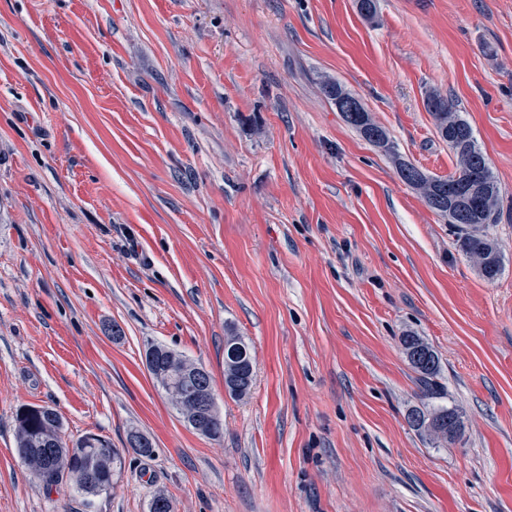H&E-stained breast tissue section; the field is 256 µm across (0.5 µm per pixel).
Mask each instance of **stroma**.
<instances>
[{
	"label": "stroma",
	"instance_id": "obj_1",
	"mask_svg": "<svg viewBox=\"0 0 512 512\" xmlns=\"http://www.w3.org/2000/svg\"><path fill=\"white\" fill-rule=\"evenodd\" d=\"M325 79L428 176L456 157L427 94L468 121L500 190L495 281ZM407 333L455 441L408 422ZM153 345L208 371L221 437L186 426ZM23 405L122 449L115 489L46 491L16 452ZM159 491L175 512H512V0L370 20L355 0H0V512H149ZM401 346L404 355L411 366L420 375V382L428 393L431 391L432 379L439 372V359L433 349L420 337L408 333L401 337ZM253 358L249 345L240 337L231 334L224 340V384L231 389L230 395L244 398L251 391Z\"/></svg>",
	"mask_w": 512,
	"mask_h": 512
}]
</instances>
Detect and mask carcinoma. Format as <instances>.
<instances>
[{"label": "carcinoma", "mask_w": 512, "mask_h": 512, "mask_svg": "<svg viewBox=\"0 0 512 512\" xmlns=\"http://www.w3.org/2000/svg\"><path fill=\"white\" fill-rule=\"evenodd\" d=\"M322 91L339 104L352 94L334 80L322 82ZM426 107L432 115L439 137L453 150L457 166L446 177L421 175L410 182L427 205L448 218L457 232L459 251L468 260L476 256L486 258L479 274L488 281L495 280L501 271V254L496 240L487 228L498 207L499 187L486 157L477 146L471 126L462 119L448 98L431 92ZM392 158L399 176L416 167L404 160L395 149L389 136L384 142L375 143ZM404 355L420 375L425 388L432 387V379L439 372V359L433 349L419 336L412 333L401 337ZM253 358L249 345L239 336L230 335L224 340V383L230 395L243 398L251 391ZM410 425L420 434L435 442L457 438L462 431L460 414L453 407L432 406L415 408L408 415ZM62 418L50 406L25 405L16 414V447L21 462L35 479L47 490L70 483L78 491L98 496L114 489V478L122 469V454L112 447V442L97 434L84 435L86 443L75 442L69 451L60 436Z\"/></svg>", "instance_id": "1"}]
</instances>
